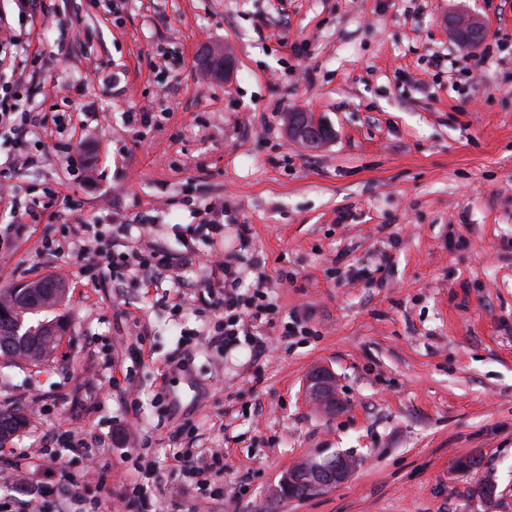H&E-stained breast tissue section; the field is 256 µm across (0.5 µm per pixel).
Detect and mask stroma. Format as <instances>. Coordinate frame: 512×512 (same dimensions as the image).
Segmentation results:
<instances>
[{
	"instance_id": "1",
	"label": "stroma",
	"mask_w": 512,
	"mask_h": 512,
	"mask_svg": "<svg viewBox=\"0 0 512 512\" xmlns=\"http://www.w3.org/2000/svg\"><path fill=\"white\" fill-rule=\"evenodd\" d=\"M27 2L0 0L19 42L0 76L48 123L23 140L0 126V163L33 159L0 197V221L32 211L0 244V291L68 289L48 362L0 356V409L28 414L10 447L55 460L35 481L80 477L82 512H108L140 460L220 448V512H512V0ZM466 11L488 27L475 50L448 32ZM211 46L230 78L201 73ZM294 110L331 140H289ZM211 204L225 251L251 227L243 286L271 304L259 359L208 345ZM78 216L103 238L64 235ZM153 248L165 278L84 271L86 252ZM319 368L337 410L306 392ZM69 434L104 441L111 499ZM336 452L358 461L347 482L274 496L296 462Z\"/></svg>"
}]
</instances>
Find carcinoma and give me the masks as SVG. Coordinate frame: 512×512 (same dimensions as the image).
Wrapping results in <instances>:
<instances>
[{
  "label": "carcinoma",
  "mask_w": 512,
  "mask_h": 512,
  "mask_svg": "<svg viewBox=\"0 0 512 512\" xmlns=\"http://www.w3.org/2000/svg\"><path fill=\"white\" fill-rule=\"evenodd\" d=\"M27 302H17L13 290L0 293V355L39 364L53 357L60 345L67 325L60 319L30 323L29 316L63 302L67 289L58 281L38 280L27 283ZM0 446L9 441L26 425V418L17 410L0 411ZM280 499L307 498L311 492L303 487H288V476L274 489Z\"/></svg>",
  "instance_id": "cac0c4a2"
}]
</instances>
